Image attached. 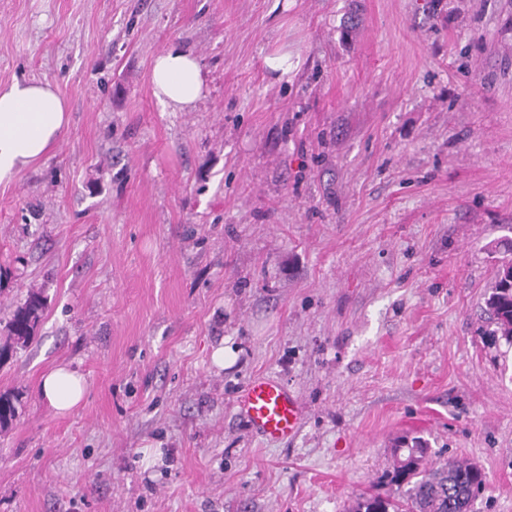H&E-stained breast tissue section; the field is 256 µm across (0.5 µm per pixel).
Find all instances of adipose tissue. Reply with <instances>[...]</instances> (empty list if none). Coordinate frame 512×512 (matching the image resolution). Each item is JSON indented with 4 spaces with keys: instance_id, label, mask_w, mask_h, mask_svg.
I'll return each instance as SVG.
<instances>
[{
    "instance_id": "1",
    "label": "adipose tissue",
    "mask_w": 512,
    "mask_h": 512,
    "mask_svg": "<svg viewBox=\"0 0 512 512\" xmlns=\"http://www.w3.org/2000/svg\"><path fill=\"white\" fill-rule=\"evenodd\" d=\"M151 85L163 108L193 111L205 91L201 62L180 48H168L153 60ZM68 124V103L53 83L16 79L0 85V183L53 151ZM39 393L55 414L65 415L83 402L87 381L62 364L42 375Z\"/></svg>"
}]
</instances>
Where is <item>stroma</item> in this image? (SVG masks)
<instances>
[{
	"instance_id": "obj_1",
	"label": "stroma",
	"mask_w": 512,
	"mask_h": 512,
	"mask_svg": "<svg viewBox=\"0 0 512 512\" xmlns=\"http://www.w3.org/2000/svg\"><path fill=\"white\" fill-rule=\"evenodd\" d=\"M172 46L206 74L192 112L152 94ZM16 78L71 120L0 184V329L45 299L0 363V512H350L415 437L480 466L472 512H512V345L482 311L512 0H0ZM61 361L88 381L64 417L38 393ZM257 376L299 398L294 438L238 415ZM44 308L45 300L38 293H30L24 303L17 308L12 319L5 326L7 340L0 347V363L13 349L26 347L33 337Z\"/></svg>"
}]
</instances>
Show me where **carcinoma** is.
<instances>
[{
    "label": "carcinoma",
    "instance_id": "1",
    "mask_svg": "<svg viewBox=\"0 0 512 512\" xmlns=\"http://www.w3.org/2000/svg\"><path fill=\"white\" fill-rule=\"evenodd\" d=\"M494 329L489 335L512 344V284L495 278L485 301ZM45 308V300L31 293L7 323V340L0 346V361L9 352L26 346L33 337ZM13 398L0 395V426L14 420ZM427 446L418 438L405 448L388 474L389 483L403 490V497L390 499L379 495L361 496L352 512H471L476 495L486 484L482 469L473 462L446 459L429 466L425 463Z\"/></svg>",
    "mask_w": 512,
    "mask_h": 512
}]
</instances>
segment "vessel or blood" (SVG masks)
Instances as JSON below:
<instances>
[{"label": "vessel or blood", "mask_w": 512, "mask_h": 512, "mask_svg": "<svg viewBox=\"0 0 512 512\" xmlns=\"http://www.w3.org/2000/svg\"><path fill=\"white\" fill-rule=\"evenodd\" d=\"M236 405L249 428L263 438L290 439L298 432L302 408L288 389L274 379H252L238 395Z\"/></svg>", "instance_id": "1"}]
</instances>
